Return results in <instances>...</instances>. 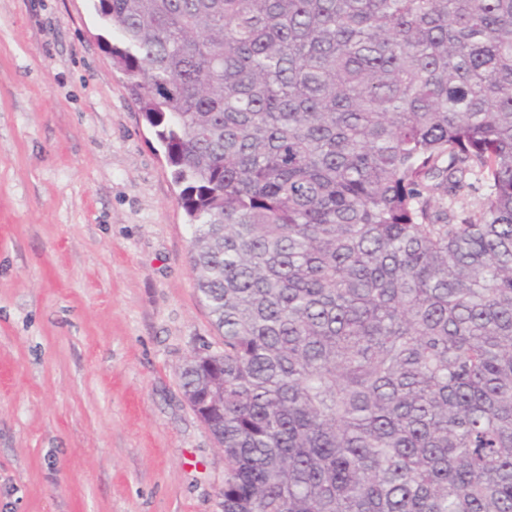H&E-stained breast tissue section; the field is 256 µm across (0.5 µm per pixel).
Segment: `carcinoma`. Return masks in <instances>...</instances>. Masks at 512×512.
<instances>
[{"instance_id": "obj_1", "label": "carcinoma", "mask_w": 512, "mask_h": 512, "mask_svg": "<svg viewBox=\"0 0 512 512\" xmlns=\"http://www.w3.org/2000/svg\"><path fill=\"white\" fill-rule=\"evenodd\" d=\"M92 6L184 184L223 512H512V0Z\"/></svg>"}]
</instances>
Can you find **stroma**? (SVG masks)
I'll list each match as a JSON object with an SVG mask.
<instances>
[{"mask_svg":"<svg viewBox=\"0 0 512 512\" xmlns=\"http://www.w3.org/2000/svg\"><path fill=\"white\" fill-rule=\"evenodd\" d=\"M91 0H0V512H222L180 372L221 338Z\"/></svg>","mask_w":512,"mask_h":512,"instance_id":"1","label":"stroma"}]
</instances>
